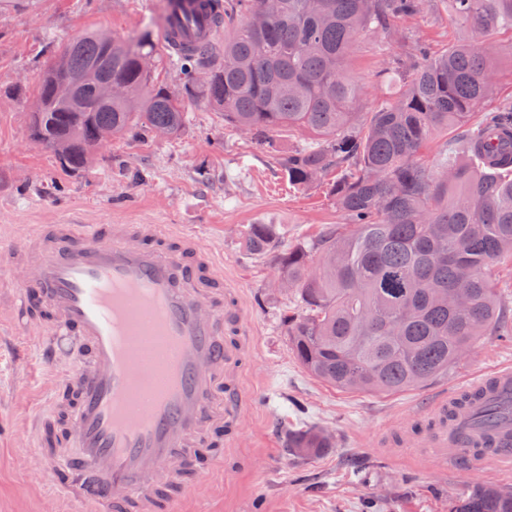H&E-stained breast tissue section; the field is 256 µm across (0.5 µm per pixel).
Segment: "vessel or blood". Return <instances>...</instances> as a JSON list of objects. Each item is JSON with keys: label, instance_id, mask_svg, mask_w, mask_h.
Listing matches in <instances>:
<instances>
[{"label": "vessel or blood", "instance_id": "vessel-or-blood-1", "mask_svg": "<svg viewBox=\"0 0 512 512\" xmlns=\"http://www.w3.org/2000/svg\"><path fill=\"white\" fill-rule=\"evenodd\" d=\"M217 34L197 0H172L168 44L191 48ZM0 272L20 285L19 314L40 310L44 333L28 342L42 358L56 360L59 336L77 337L85 350L63 375L65 395L47 400L53 436L39 455L51 490L104 512H174L203 484L190 465L218 444L208 424L238 419L235 398L224 393V366L235 353L224 327L237 310L216 257L195 234L157 224H43L0 249ZM148 351L162 355L165 384L143 400ZM464 392L473 399L461 408ZM510 398V367L440 395L436 459L456 472L479 454L511 472L512 429L494 433L486 451L467 445L482 434L478 412Z\"/></svg>", "mask_w": 512, "mask_h": 512}]
</instances>
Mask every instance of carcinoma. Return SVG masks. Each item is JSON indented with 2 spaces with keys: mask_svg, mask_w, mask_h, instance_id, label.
I'll use <instances>...</instances> for the list:
<instances>
[{
  "mask_svg": "<svg viewBox=\"0 0 512 512\" xmlns=\"http://www.w3.org/2000/svg\"><path fill=\"white\" fill-rule=\"evenodd\" d=\"M264 0H206L224 26V58L214 44L162 55L165 29L103 46L86 30L65 40L37 85L29 136L70 168L84 169L99 135L149 138L184 127L185 101L203 99L224 126L258 146L284 131L312 142L279 158L292 187L325 188L341 221L284 246L277 224H251L242 246L269 260L300 309L284 316L291 348L305 371L341 391L395 393L448 374L486 336L512 335V308L489 274L512 258V150L486 161L488 140L512 135V102L471 122L488 97L493 71L474 40L512 32V0H441L462 35L436 53L418 46L382 69L390 100L360 112V89L347 73L349 51L368 30L386 31L420 14L426 0H280L263 23L249 24ZM169 61L185 76L175 92L141 58ZM95 68L117 76L128 94L105 105L94 81L74 101L72 83ZM455 128L431 163L420 158L432 136ZM501 427L512 408L484 410ZM335 447L319 426L288 432L290 455L310 459ZM450 512H512V494L478 483Z\"/></svg>",
  "mask_w": 512,
  "mask_h": 512,
  "instance_id": "obj_1",
  "label": "carcinoma"
}]
</instances>
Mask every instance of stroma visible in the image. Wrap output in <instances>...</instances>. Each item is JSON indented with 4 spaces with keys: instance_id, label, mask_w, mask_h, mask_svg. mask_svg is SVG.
<instances>
[{
    "instance_id": "35a3bbf8",
    "label": "stroma",
    "mask_w": 512,
    "mask_h": 512,
    "mask_svg": "<svg viewBox=\"0 0 512 512\" xmlns=\"http://www.w3.org/2000/svg\"><path fill=\"white\" fill-rule=\"evenodd\" d=\"M163 9L164 0H0V245L40 224H161L192 228L222 260L241 314L224 334L243 345L228 366L240 421L224 440L223 465L206 471L202 489L184 497L178 512H448L491 465L482 460L448 474L422 451H407L429 434L407 429L406 420H430L440 394L512 365V338L485 337L447 375L396 394L340 391L307 374L283 322L294 298L241 239L249 225L277 224L288 246L338 221L322 189H294L279 170L278 157L308 144V134L283 133L261 148L225 128L223 113L190 103L179 135L112 139L82 171L64 169L30 140L34 91L59 42L88 29L132 37L160 23ZM453 36L447 12L431 5L391 34L362 33L347 66L362 88V111L385 99L377 74L393 56ZM511 40L503 31L489 45L496 79L481 111L512 98V55L503 50ZM12 315L10 304L0 305V512H68L46 488L30 434L58 370L14 336ZM313 424L330 432L335 449L289 456L287 430Z\"/></svg>"
}]
</instances>
